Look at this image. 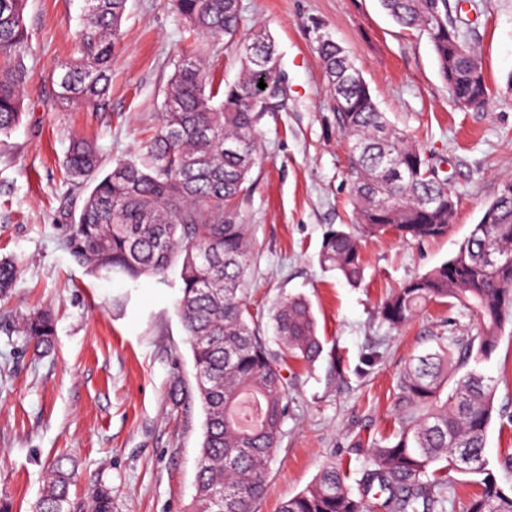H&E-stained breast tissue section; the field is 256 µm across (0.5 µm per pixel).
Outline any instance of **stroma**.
<instances>
[{
    "label": "stroma",
    "instance_id": "obj_1",
    "mask_svg": "<svg viewBox=\"0 0 512 512\" xmlns=\"http://www.w3.org/2000/svg\"><path fill=\"white\" fill-rule=\"evenodd\" d=\"M82 0H28L30 79L24 116L0 135V259L17 281L0 300V499L32 512L52 459L66 453L77 478L70 496L88 503L102 484L113 512H191L203 413L199 400L173 409L175 380L193 384L192 355L176 309L178 269L132 280L94 276L75 260L68 228L86 195L66 174L72 137L94 141L106 162L135 156L159 122L164 90L192 39L172 0H127L112 51L107 111L61 105L51 70L69 59ZM244 32L265 29L288 77L280 111L262 124L247 192L239 199L258 261L247 297L260 334L283 298L312 304L323 341L310 366H288V415L253 512H279L337 460L360 478L371 440L392 434L397 378L436 346L476 336L468 310L433 304L409 324L385 323L379 308L406 282L451 257L512 179V0H464L466 34L491 89L484 107L463 110L439 73L425 34L401 28L378 0H239ZM322 27L361 70L379 109L416 136L445 171L458 199L445 237L422 243L362 237L365 266L350 285L319 263L325 234L351 223L349 145L336 129L314 27ZM50 313L54 349L38 354L19 331L25 316ZM480 369L495 386L497 412L486 456L512 489V325Z\"/></svg>",
    "mask_w": 512,
    "mask_h": 512
}]
</instances>
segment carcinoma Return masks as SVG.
Segmentation results:
<instances>
[{
  "instance_id": "obj_1",
  "label": "carcinoma",
  "mask_w": 512,
  "mask_h": 512,
  "mask_svg": "<svg viewBox=\"0 0 512 512\" xmlns=\"http://www.w3.org/2000/svg\"><path fill=\"white\" fill-rule=\"evenodd\" d=\"M403 28L427 35L441 77L456 94L479 87L490 95L480 56L465 39L455 0H379ZM28 0H0V135L21 122L29 78ZM127 0H84L75 57L50 79L57 97L100 110L108 101L112 46ZM175 12L201 36L199 52L180 62L166 87L155 134L137 155L110 170L96 146L72 140L69 176L87 186L69 226L73 255L97 274L137 280L180 264L177 309L194 363V391L204 421L196 471V509L251 512L267 487L268 465L288 413L291 360L314 364L323 351L317 320L301 295L281 301L273 316L277 348L256 333L245 282L256 261L250 228L237 201L255 164L261 124L286 96L275 41L241 32L238 0H173ZM336 128L349 142L348 177L355 226L330 231L321 266L351 285L363 280L355 229L373 237L393 232L405 241L448 234V205H457L448 177L429 165L417 141L390 125L369 85L345 50L324 33L315 37ZM236 46L241 67L232 83L217 80L210 58ZM266 87H258L259 80ZM496 223L473 226L455 255L395 290L381 307L387 324L402 326L429 303L469 310L478 336L463 346L438 338V350L419 356L399 378V428L371 449L356 485L351 471L332 463L280 512H368L369 495H382L383 512H434L448 501L451 472L476 478L481 491L464 512H512V493L496 482L485 456L496 412L494 387L469 363L498 346L512 319V180L488 205ZM503 259L485 272L487 257ZM17 266L0 261V297L11 293ZM23 333L49 348L54 320L47 312L23 319ZM71 458L56 459L34 512H79L70 498ZM90 512H112V488L102 485Z\"/></svg>"
}]
</instances>
